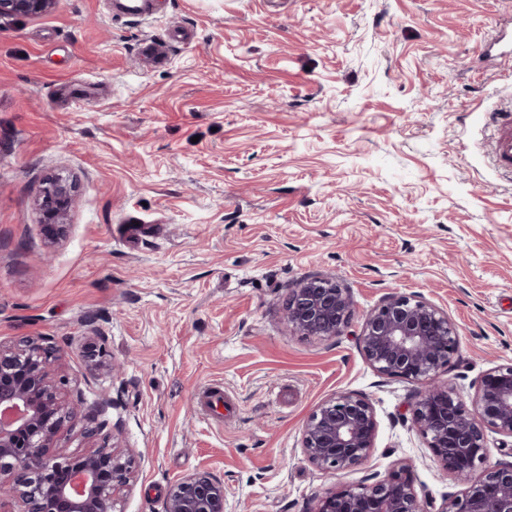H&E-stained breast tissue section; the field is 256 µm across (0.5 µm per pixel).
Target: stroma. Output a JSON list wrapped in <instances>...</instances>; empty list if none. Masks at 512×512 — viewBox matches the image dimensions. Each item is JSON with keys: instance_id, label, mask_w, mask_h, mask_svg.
Instances as JSON below:
<instances>
[{"instance_id": "35a3bbf8", "label": "stroma", "mask_w": 512, "mask_h": 512, "mask_svg": "<svg viewBox=\"0 0 512 512\" xmlns=\"http://www.w3.org/2000/svg\"><path fill=\"white\" fill-rule=\"evenodd\" d=\"M56 0L0 20V343L55 345L83 402L62 451L119 444L121 512H162L208 471L224 512H307L406 467L419 499L460 492L412 421L419 382L377 374L360 317L393 293L447 312L440 380L472 400L512 363V179L484 111L512 91V0ZM72 181L51 239L34 199ZM335 278L356 316L333 339L284 318L301 279ZM108 368L86 370L91 329ZM119 437L82 429L102 394ZM368 398L370 458L302 451L327 398Z\"/></svg>"}]
</instances>
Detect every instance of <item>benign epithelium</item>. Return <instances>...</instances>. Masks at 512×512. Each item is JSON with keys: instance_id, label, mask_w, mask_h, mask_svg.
Returning <instances> with one entry per match:
<instances>
[{"instance_id": "benign-epithelium-1", "label": "benign epithelium", "mask_w": 512, "mask_h": 512, "mask_svg": "<svg viewBox=\"0 0 512 512\" xmlns=\"http://www.w3.org/2000/svg\"><path fill=\"white\" fill-rule=\"evenodd\" d=\"M54 0H0V19L48 12ZM71 186L50 178L36 199L43 223H68ZM354 314L347 289L329 277L306 278L290 289L284 318L302 336L343 335ZM358 344L382 376L426 383L412 406V420L428 439L437 461L464 486L450 493L436 512H512V461L487 465L485 431L512 439V364L487 370L472 401L437 383L457 348V330L448 314L414 296L393 295L368 312ZM57 349L24 336L0 347V512H118L134 460L113 448L83 457L54 451L76 417L62 396L65 379L55 374ZM112 398H100L88 437L107 427ZM378 422L372 403L351 393L325 400L308 418L302 437L306 459L332 473L366 461ZM164 512H224V482L209 472L177 481ZM312 512H430L405 468L371 486L342 487L318 499Z\"/></svg>"}]
</instances>
